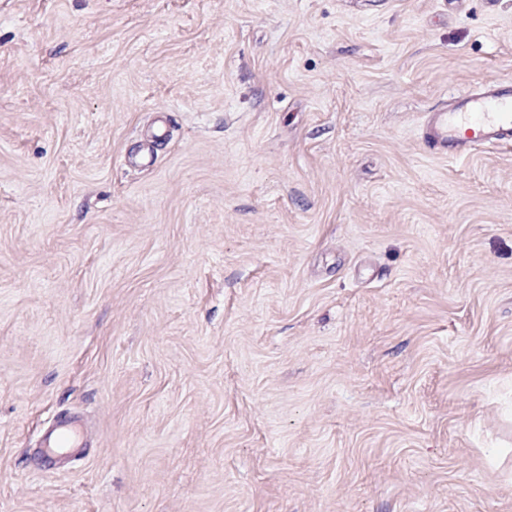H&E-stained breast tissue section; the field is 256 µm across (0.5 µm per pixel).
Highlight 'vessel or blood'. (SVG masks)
<instances>
[{
    "mask_svg": "<svg viewBox=\"0 0 512 512\" xmlns=\"http://www.w3.org/2000/svg\"><path fill=\"white\" fill-rule=\"evenodd\" d=\"M431 157L455 161L483 147H512V81L492 80L453 94L426 112L419 129Z\"/></svg>",
    "mask_w": 512,
    "mask_h": 512,
    "instance_id": "b4317fda",
    "label": "vessel or blood"
}]
</instances>
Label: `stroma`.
<instances>
[{"instance_id":"stroma-1","label":"stroma","mask_w":512,"mask_h":512,"mask_svg":"<svg viewBox=\"0 0 512 512\" xmlns=\"http://www.w3.org/2000/svg\"><path fill=\"white\" fill-rule=\"evenodd\" d=\"M361 2L0 0V512H512V0ZM419 140L426 154L448 162L483 147L511 148L512 81L492 80L453 94L449 105L424 114Z\"/></svg>"}]
</instances>
